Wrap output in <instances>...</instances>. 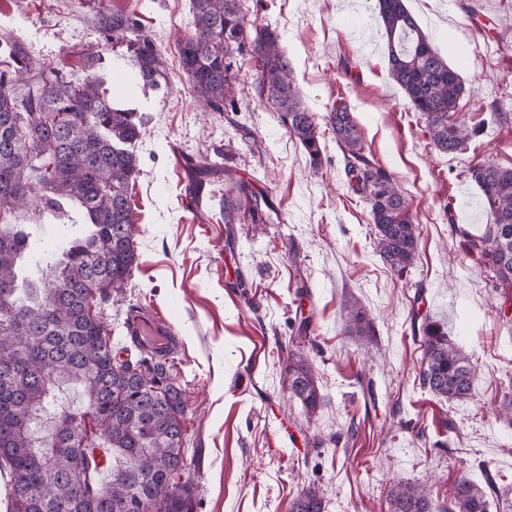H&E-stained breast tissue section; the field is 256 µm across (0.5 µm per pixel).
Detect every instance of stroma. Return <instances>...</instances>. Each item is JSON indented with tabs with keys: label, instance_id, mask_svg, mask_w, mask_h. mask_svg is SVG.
Wrapping results in <instances>:
<instances>
[{
	"label": "stroma",
	"instance_id": "35a3bbf8",
	"mask_svg": "<svg viewBox=\"0 0 512 512\" xmlns=\"http://www.w3.org/2000/svg\"><path fill=\"white\" fill-rule=\"evenodd\" d=\"M458 2L406 0L462 79L465 121L479 123L494 106L507 118L446 154L388 77L375 0H242L251 24L277 28L317 119L336 101L353 106L367 152L407 198L421 236L401 277L374 250L370 208L349 190L332 132L321 167L312 168L272 105L258 99L250 56L234 64L239 111L199 105L179 58L193 30L190 0H0V39L76 77L91 52H103L112 73L134 64L133 44L111 42L98 28L102 11H136L162 52L165 86L106 83L110 96L139 109L143 125L134 146L140 173L129 185L138 263L103 317L117 351L130 344L131 313L177 330L169 362L187 398L185 478L196 512H290L309 488L326 512H390L401 482L428 488L444 505L463 473L493 478L500 497L492 512H512V420L499 414L512 400V327L458 234L491 221L468 168L512 167V0ZM216 160L222 171L192 203V168ZM227 167L257 177L277 210L264 224L242 218L231 239L222 216ZM80 219L75 208L54 218L30 207L9 221L57 244ZM349 302L371 319L374 335L350 334ZM427 316L476 366L473 398L448 401L421 387L416 335ZM291 350L307 357L325 396L310 421L288 391Z\"/></svg>",
	"mask_w": 512,
	"mask_h": 512
}]
</instances>
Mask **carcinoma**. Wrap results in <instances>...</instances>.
<instances>
[{"mask_svg":"<svg viewBox=\"0 0 512 512\" xmlns=\"http://www.w3.org/2000/svg\"><path fill=\"white\" fill-rule=\"evenodd\" d=\"M191 8L194 31L180 42V60L193 92L213 112L240 111L233 59L249 52L258 63L259 98L274 105L282 126L319 168L323 133L301 100L278 31L249 27L240 0H191ZM375 8L390 78L424 119L436 149L463 150L501 113L468 126L458 112L459 75L429 44L406 0H375ZM98 24L107 37L136 45V70L124 81L154 86L165 79L160 49L142 32L137 13L103 11ZM9 58L0 69V212L36 205L63 213L74 202L88 221L50 252L40 282L17 273L29 235L19 224H0V462L11 474L9 512H195V489L182 481L186 398L171 365L140 345L124 349L127 358H121L112 348V329L95 309L126 287L138 260L128 189L139 174L133 146L142 116L116 106L97 83L100 52L86 58L81 79L33 61L18 43ZM20 82L22 93L16 92ZM328 126L343 149L349 187L369 204L376 251L400 275L414 265L419 244L406 198L390 171L365 152L348 103H336ZM218 166L195 168V194ZM468 174L492 223L479 234L461 230V246L489 274L502 303H512V169L476 164ZM224 178L231 183L225 228L242 212L254 224L266 223L274 210L268 195L229 170ZM347 308L355 335H372L357 305ZM420 347L424 387L448 401L473 396L476 368L441 324L424 318ZM71 384L81 387L79 405L58 404ZM288 390L309 419L323 405L302 354H288ZM77 455L85 461L80 484L72 469ZM496 496L491 478L480 484L462 475L448 507L406 484L392 490L390 503L391 512H489ZM290 512H325L323 497L310 488Z\"/></svg>","mask_w":512,"mask_h":512,"instance_id":"obj_1","label":"carcinoma"}]
</instances>
